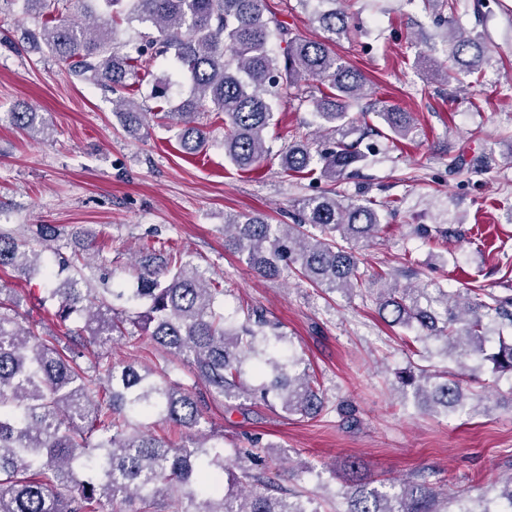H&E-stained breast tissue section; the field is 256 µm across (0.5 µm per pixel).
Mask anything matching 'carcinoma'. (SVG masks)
Returning a JSON list of instances; mask_svg holds the SVG:
<instances>
[{"label":"carcinoma","instance_id":"obj_1","mask_svg":"<svg viewBox=\"0 0 512 512\" xmlns=\"http://www.w3.org/2000/svg\"><path fill=\"white\" fill-rule=\"evenodd\" d=\"M91 0H22L23 12L38 24L27 38L43 42L75 75L116 94L112 112L130 133L144 126L146 113L125 95L140 74L151 73L160 57L190 84L189 95L164 113L179 127L183 150L195 154L209 141L199 122L207 112L224 113V156L241 171H254L271 155L265 134L274 120L273 103L308 101L309 82L320 98L314 118L324 131L322 148L304 138L278 151L284 173L319 172L334 185L379 153L373 137L406 139L414 130L410 113L377 112L385 129L362 128L369 111L352 109L367 95V79L333 52L329 43L354 32L336 0H298L313 5L312 21L325 40L293 36L276 18L264 16V0H103L107 12L93 22L70 23L63 13L86 17ZM149 24L138 55L114 50L120 27ZM286 43L282 54L272 37ZM448 63L436 72L470 74L490 62L482 33L444 36ZM36 113L13 112L19 128L36 132ZM290 224L230 214L224 245L245 257L259 276L291 270L314 288L349 292L376 288L379 316L391 326L413 328L415 340L437 339L459 356H480L491 374H512V340L498 337L487 351L489 324L512 327V297L447 290L432 282L415 288L387 286V272L371 277L360 270L355 250L378 238L382 218L370 203L347 201L332 188L293 201ZM58 233L38 225L34 236L17 239L0 232V268L42 267L46 296L62 335L37 328L21 312L22 295L0 288V512H321L310 497L282 490L265 479L268 460L240 448L237 462L224 463V433L211 432L178 445L154 432V425L186 429L202 419L197 388L227 399L258 398L315 418L324 398L315 374L299 369L285 348L287 337L254 309L229 323L221 309L224 289L208 271L172 254L137 261L131 288L88 287L86 257L75 254L54 270L43 259ZM184 362L191 383L167 370L112 360V344L139 349L143 340ZM263 378L247 383L246 369ZM468 367L441 377L423 370L401 372L436 411L465 405ZM357 461L345 465L351 482L346 512H448V494L429 484L404 482L381 491L369 487ZM495 503L512 512V476Z\"/></svg>","mask_w":512,"mask_h":512}]
</instances>
